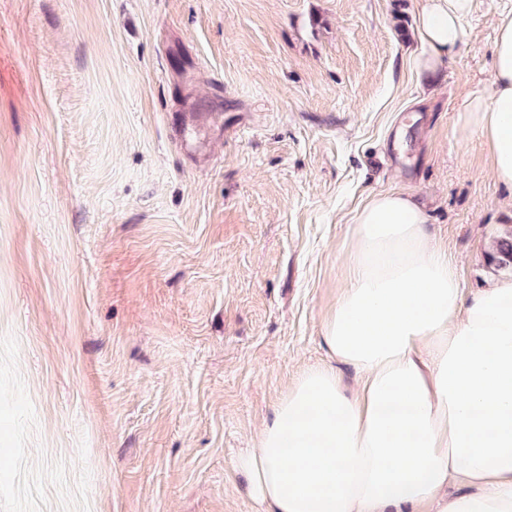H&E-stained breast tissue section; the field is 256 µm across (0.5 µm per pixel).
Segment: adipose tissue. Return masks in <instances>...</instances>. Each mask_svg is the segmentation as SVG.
Wrapping results in <instances>:
<instances>
[{
    "mask_svg": "<svg viewBox=\"0 0 512 512\" xmlns=\"http://www.w3.org/2000/svg\"><path fill=\"white\" fill-rule=\"evenodd\" d=\"M471 8L424 0L419 68L458 54ZM491 78L458 126L512 187V18L497 25ZM427 222L402 192L359 208L347 284L322 323L331 362L301 371L235 462L262 512H512V275L465 296Z\"/></svg>",
    "mask_w": 512,
    "mask_h": 512,
    "instance_id": "adipose-tissue-1",
    "label": "adipose tissue"
}]
</instances>
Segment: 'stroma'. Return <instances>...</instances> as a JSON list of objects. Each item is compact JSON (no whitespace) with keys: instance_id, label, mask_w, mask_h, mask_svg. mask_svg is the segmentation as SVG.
<instances>
[{"instance_id":"obj_1","label":"stroma","mask_w":512,"mask_h":512,"mask_svg":"<svg viewBox=\"0 0 512 512\" xmlns=\"http://www.w3.org/2000/svg\"><path fill=\"white\" fill-rule=\"evenodd\" d=\"M421 5L0 0V512H257L234 462L328 362L369 196L494 281L512 188L457 123L512 0L431 78Z\"/></svg>"}]
</instances>
